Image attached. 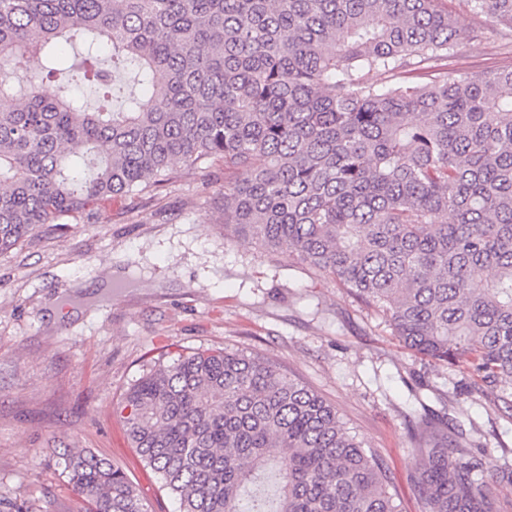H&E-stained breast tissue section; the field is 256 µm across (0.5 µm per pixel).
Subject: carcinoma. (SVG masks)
Returning <instances> with one entry per match:
<instances>
[{
  "label": "carcinoma",
  "mask_w": 512,
  "mask_h": 512,
  "mask_svg": "<svg viewBox=\"0 0 512 512\" xmlns=\"http://www.w3.org/2000/svg\"><path fill=\"white\" fill-rule=\"evenodd\" d=\"M467 2L512 35V0ZM462 40L441 0H0V253L220 160L242 174L225 236L336 278L512 406V67L448 72ZM29 57L43 75L12 77ZM85 83L93 108L71 93ZM113 414L180 512H397L382 460L261 358L182 354ZM419 435L426 512H495L448 422ZM57 465L82 512H148L110 460L68 448Z\"/></svg>",
  "instance_id": "cac0c4a2"
}]
</instances>
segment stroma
I'll return each mask as SVG.
<instances>
[{
    "label": "stroma",
    "instance_id": "35a3bbf8",
    "mask_svg": "<svg viewBox=\"0 0 512 512\" xmlns=\"http://www.w3.org/2000/svg\"><path fill=\"white\" fill-rule=\"evenodd\" d=\"M462 32L449 58L473 74L512 64V46L466 0H446ZM86 216L40 225L0 253V497L74 512L56 456L86 448L122 468L149 512H178L112 407L155 364L197 349L268 359L329 404L382 459L399 512H424L413 480L424 415L447 413L481 458L496 512H512V409L466 374L404 348L383 311L294 257L224 236L215 162Z\"/></svg>",
    "mask_w": 512,
    "mask_h": 512
}]
</instances>
